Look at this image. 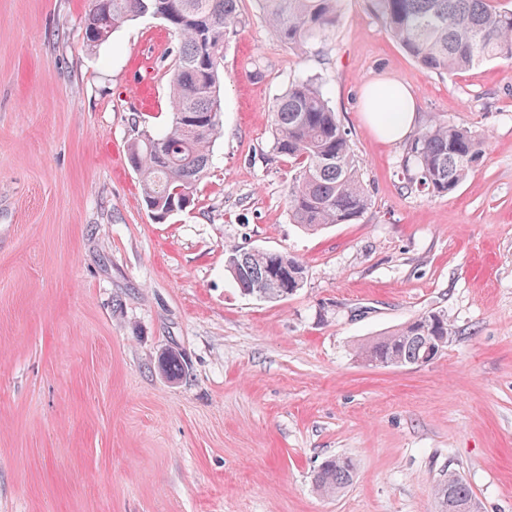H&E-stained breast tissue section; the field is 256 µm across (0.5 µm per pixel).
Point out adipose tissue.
I'll list each match as a JSON object with an SVG mask.
<instances>
[{"label": "adipose tissue", "mask_w": 512, "mask_h": 512, "mask_svg": "<svg viewBox=\"0 0 512 512\" xmlns=\"http://www.w3.org/2000/svg\"><path fill=\"white\" fill-rule=\"evenodd\" d=\"M362 111L378 137L395 141L407 135L412 128L416 103L405 86H393L392 95L388 98L379 96L375 89L368 87L362 94Z\"/></svg>", "instance_id": "1"}]
</instances>
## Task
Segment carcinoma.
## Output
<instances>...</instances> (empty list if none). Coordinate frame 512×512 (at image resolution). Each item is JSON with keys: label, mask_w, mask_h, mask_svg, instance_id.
Masks as SVG:
<instances>
[{"label": "carcinoma", "mask_w": 512, "mask_h": 512, "mask_svg": "<svg viewBox=\"0 0 512 512\" xmlns=\"http://www.w3.org/2000/svg\"><path fill=\"white\" fill-rule=\"evenodd\" d=\"M339 0H259L272 34L301 49L333 26ZM393 38L422 66L452 75L494 60L512 59V10L496 0H374ZM238 0H90L84 39L105 42L114 30L146 13L179 36L171 66L172 121L162 133L142 134L129 148L143 201L162 222L187 209L210 165L212 139L221 130L220 68L224 43L237 24ZM272 151L287 157L293 174L288 191L292 223L308 233L347 224L369 208L360 161L336 112L312 79L293 82L272 109ZM485 154L470 129L431 117L410 139L402 158L406 187L450 194ZM238 289L268 301L287 298L303 284L302 261L285 252L231 248L224 260ZM453 331L444 316L429 311L357 349L365 363L407 366L433 337ZM159 369L169 379L183 371L181 355L164 354ZM355 465L337 455L314 476V490L333 496L351 485ZM440 512H480L467 482L455 472L436 488Z\"/></svg>", "instance_id": "1"}]
</instances>
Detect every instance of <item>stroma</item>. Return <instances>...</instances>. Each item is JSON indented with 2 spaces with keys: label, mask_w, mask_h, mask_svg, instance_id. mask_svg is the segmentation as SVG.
Masks as SVG:
<instances>
[{
  "label": "stroma",
  "mask_w": 512,
  "mask_h": 512,
  "mask_svg": "<svg viewBox=\"0 0 512 512\" xmlns=\"http://www.w3.org/2000/svg\"><path fill=\"white\" fill-rule=\"evenodd\" d=\"M88 0H0V512H438L463 476L512 512V62L420 66L373 0H339L304 49L239 0L222 126L193 204L154 220L128 147L172 120L178 38L144 16L97 47ZM318 78L371 204L317 234L291 224L270 107ZM400 81L417 120L486 138L445 196L407 192L405 143L376 137L362 90ZM229 248L290 253L302 288L241 294ZM436 311L454 335L418 367L355 350ZM179 352L176 381L158 367ZM356 463L326 497L328 457ZM355 465L351 458L337 455L324 462L314 476V490L322 496H333L351 485Z\"/></svg>",
  "instance_id": "35a3bbf8"
}]
</instances>
